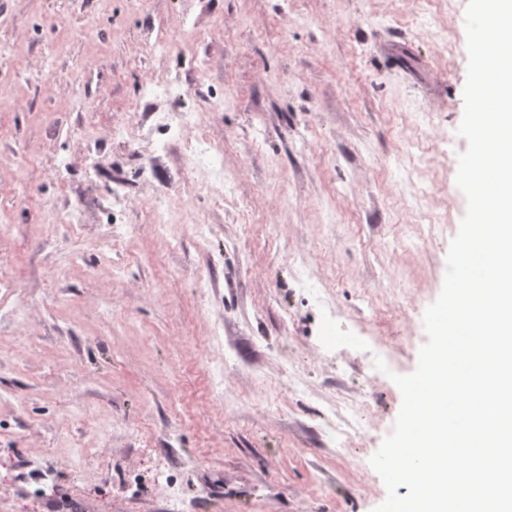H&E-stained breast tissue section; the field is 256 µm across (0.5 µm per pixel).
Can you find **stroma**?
<instances>
[{
    "instance_id": "35a3bbf8",
    "label": "stroma",
    "mask_w": 512,
    "mask_h": 512,
    "mask_svg": "<svg viewBox=\"0 0 512 512\" xmlns=\"http://www.w3.org/2000/svg\"><path fill=\"white\" fill-rule=\"evenodd\" d=\"M466 5L0 0V512L385 501L391 376L417 367L466 210ZM213 96L223 151L193 164L198 129L171 128Z\"/></svg>"
}]
</instances>
